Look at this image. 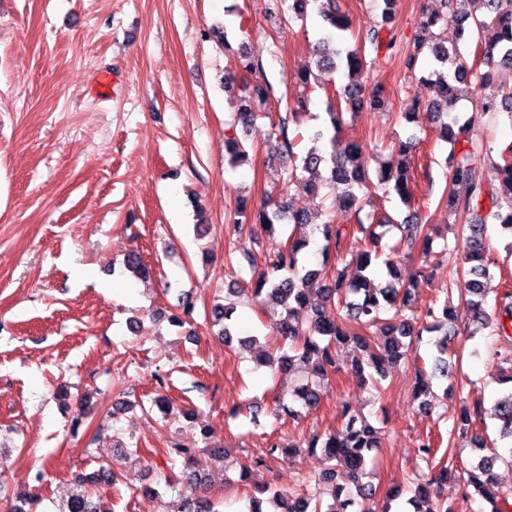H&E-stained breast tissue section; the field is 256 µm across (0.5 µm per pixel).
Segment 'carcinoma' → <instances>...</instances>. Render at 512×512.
Returning a JSON list of instances; mask_svg holds the SVG:
<instances>
[{"instance_id":"obj_1","label":"carcinoma","mask_w":512,"mask_h":512,"mask_svg":"<svg viewBox=\"0 0 512 512\" xmlns=\"http://www.w3.org/2000/svg\"><path fill=\"white\" fill-rule=\"evenodd\" d=\"M268 13L279 24L286 22L285 11L295 16H307L310 0H268ZM318 26L325 32L314 45L316 55L314 66H305L296 74V81L308 88L315 85L324 88L323 75L342 72L347 78L343 89V100L350 110L366 105L374 110L385 107L384 90L377 87L366 91L362 83L364 72L370 70L376 55L385 45L382 32L390 31L391 13L384 12L383 24L371 28L359 36L355 47L348 46L346 32L350 29L349 19L336 8V0H320ZM457 26L458 36H477L478 47L482 51L489 70L480 72L469 66L460 48L448 47L441 41L429 46L430 67L426 83L436 90V97L426 105L414 101L405 113L409 123L419 122L420 111H425L431 121L439 125L443 139L455 144L460 140L453 127L448 125V108L463 98H477L479 114L505 112L512 121V88L494 84L492 68L512 67V0H440V8L426 12L422 16L421 28L428 31L442 27L448 22ZM262 69L261 64L249 53L245 43H240L234 51L233 68L224 73L223 86L240 81L242 94L235 101V110L230 113L227 125L233 134L224 137L228 164L232 167L247 161L249 150L236 128L247 131L260 117L269 116L273 87L267 81L251 82L250 76ZM306 102L285 115L278 116V122L271 126L274 143L270 149V159L281 165V184L287 185L299 179L312 198L324 196L325 190L336 191V186L346 189L338 196V204L354 212L362 210V198L356 190L369 188L370 178L365 160L364 146L354 141L338 139L342 113L329 109L330 128L316 131L315 141L324 140L330 145L329 155H324L317 147L306 153L297 151L298 140L290 129L297 122L300 111ZM416 147V136L399 144L395 156L383 162L378 170V182L389 186L401 203L411 207L408 182L411 180V152ZM478 148L473 141L459 150V156L449 159L448 187L441 201L451 215L473 214L485 200L497 207L495 218L502 230L512 237V149H505L495 158L486 155L484 167L475 162ZM236 224L239 229L244 223L263 224L269 230L288 222L301 229L291 235L280 249L264 258L261 270L253 272L250 296L254 300L270 302L282 308L280 318L274 324V331L288 349L278 356H270L268 365L288 372L294 362L308 366L309 374L293 390L291 400H276L274 413L277 417L297 419L301 410H313L319 406L321 387L336 375L339 370L338 350L348 349L352 354L351 366L360 384L379 387L391 371L400 364L410 361L413 343L422 333H439L435 342L438 356L434 368L441 376L448 377L450 362L446 355L448 346V323L455 321L458 314L464 319L485 323L493 327L499 340H504L512 332V293L505 292L492 310H487L484 280L490 275L485 258V224L474 218L467 225L469 234L462 237L465 249L464 263L468 268L459 270L450 285L464 294L463 311L448 313V304L431 306L425 313L412 312L410 288L412 282L404 281L401 268L393 257L380 259V236L372 225L357 221L346 227L330 221L314 225L324 240L334 247L333 263H328V254H323L319 268L303 264L311 239L308 227L311 221L306 214L293 212L284 195L266 194L260 208H248L247 199L237 203ZM400 231L397 243L390 252L401 251L411 258L419 254L430 256L432 248L431 231L433 226L425 223L416 211L410 212L396 225ZM352 265L355 274L348 279L337 265ZM126 269L135 277H151V268L141 257L131 254L125 261ZM177 313L171 320L179 324L193 321L194 305L183 300L176 307ZM237 303H218L212 309L213 322L222 326L221 336L228 346L238 343L243 346L257 342L258 337H238L235 335L233 316ZM494 359L511 364L503 373L501 384L505 388L494 402L492 414L500 423V436L512 440V353L491 351ZM155 396L151 404L162 413H167L170 401L165 394V375L154 373ZM415 397L420 399V410L427 413L434 406L436 395L422 373H417ZM485 408L480 404L466 407L454 419L448 434L471 435L473 450L481 452L478 462L464 475L458 474L453 449H448L447 459H436L430 439L421 442L418 452L425 462L426 470H414L403 476L404 485L396 486L380 500L379 491L363 482L367 477V467L373 453L379 447V431L366 417L351 415L341 428L331 430L323 436H315L307 441V447L320 449L326 465L315 478L314 483H304L294 489L284 491L268 485L258 487V492L266 496V502L279 512H392L393 504L402 495V487L413 491L408 504L414 512H458L457 504L444 498L431 499L434 490L457 480L464 499L480 496L490 505V512H507L512 489L503 490L498 486L494 468L497 463L512 464V445L502 449L488 445L483 436L476 434V426L483 423ZM116 481L112 470L101 468L82 477L78 483L97 491ZM258 497H250L243 512H263ZM59 512H103L100 504L94 502L86 491L73 493L62 505ZM180 512H219L214 503L202 496H184Z\"/></svg>"}]
</instances>
